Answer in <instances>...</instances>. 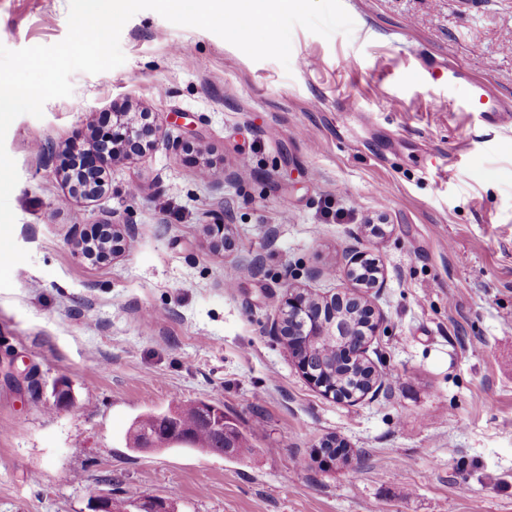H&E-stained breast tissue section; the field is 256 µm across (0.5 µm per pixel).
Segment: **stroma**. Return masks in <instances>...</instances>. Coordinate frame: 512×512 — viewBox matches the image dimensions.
<instances>
[{
    "instance_id": "1",
    "label": "stroma",
    "mask_w": 512,
    "mask_h": 512,
    "mask_svg": "<svg viewBox=\"0 0 512 512\" xmlns=\"http://www.w3.org/2000/svg\"><path fill=\"white\" fill-rule=\"evenodd\" d=\"M342 3L352 33L295 27L286 67L140 11L122 65L13 121L31 259L0 290V512H86L101 493L178 512H512V123L463 111L465 87L422 64L512 98V0ZM68 11L0 0V45L58 43ZM117 106L158 116L159 144L75 195L65 153ZM111 220L130 248L85 258L75 225ZM357 252L385 278L368 293L382 385L339 402L273 322L288 286L348 287ZM191 401L223 406L249 452L127 446L138 415ZM331 438L348 462L322 455Z\"/></svg>"
}]
</instances>
